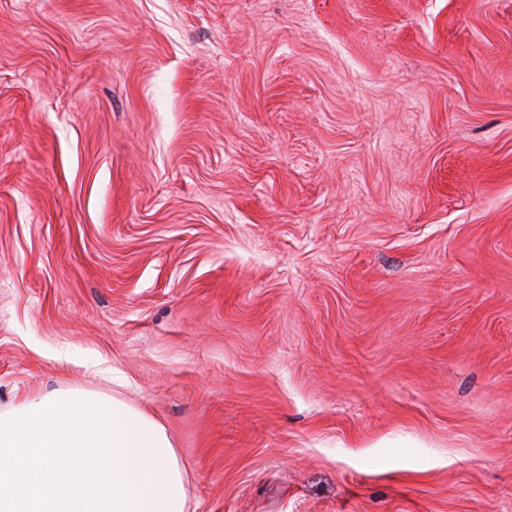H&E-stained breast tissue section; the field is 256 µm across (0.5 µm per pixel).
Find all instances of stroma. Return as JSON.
Returning <instances> with one entry per match:
<instances>
[{
    "label": "stroma",
    "instance_id": "obj_1",
    "mask_svg": "<svg viewBox=\"0 0 512 512\" xmlns=\"http://www.w3.org/2000/svg\"><path fill=\"white\" fill-rule=\"evenodd\" d=\"M67 386L192 512H512V0H0V405Z\"/></svg>",
    "mask_w": 512,
    "mask_h": 512
}]
</instances>
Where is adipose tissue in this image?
Segmentation results:
<instances>
[{
    "label": "adipose tissue",
    "instance_id": "ef3b65f1",
    "mask_svg": "<svg viewBox=\"0 0 512 512\" xmlns=\"http://www.w3.org/2000/svg\"><path fill=\"white\" fill-rule=\"evenodd\" d=\"M166 427L105 394L57 389L0 407V512H188Z\"/></svg>",
    "mask_w": 512,
    "mask_h": 512
}]
</instances>
